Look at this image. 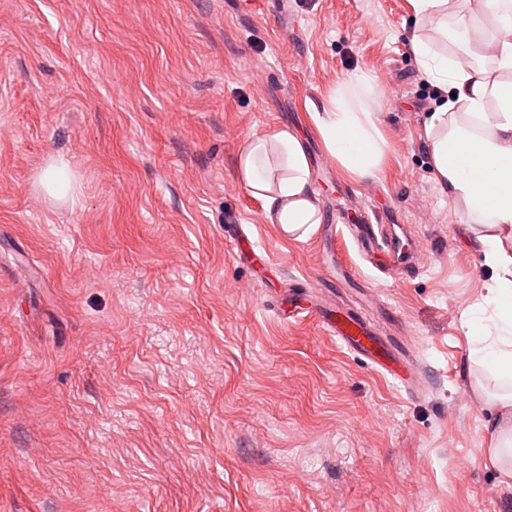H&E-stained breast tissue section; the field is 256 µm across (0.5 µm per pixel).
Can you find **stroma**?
I'll list each match as a JSON object with an SVG mask.
<instances>
[{"label":"stroma","instance_id":"stroma-1","mask_svg":"<svg viewBox=\"0 0 512 512\" xmlns=\"http://www.w3.org/2000/svg\"><path fill=\"white\" fill-rule=\"evenodd\" d=\"M418 30L408 0H0V512H512L468 360L489 277L430 167ZM356 71L373 180L316 124ZM281 127L324 223L401 225L418 267L343 236L326 287L318 234L284 239L236 175ZM60 161L63 200L39 183ZM288 293L373 324L415 382L280 316Z\"/></svg>","mask_w":512,"mask_h":512}]
</instances>
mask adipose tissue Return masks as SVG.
I'll list each match as a JSON object with an SVG mask.
<instances>
[{
    "label": "adipose tissue",
    "mask_w": 512,
    "mask_h": 512,
    "mask_svg": "<svg viewBox=\"0 0 512 512\" xmlns=\"http://www.w3.org/2000/svg\"><path fill=\"white\" fill-rule=\"evenodd\" d=\"M456 56L413 36L410 51L429 82L450 98L430 112L423 135L442 194L467 220L490 273L468 308L471 358L498 387L484 423L488 464L512 480V0H479L452 33ZM373 78L348 75L327 99L318 129L329 155L353 177H375L387 151L374 104ZM240 184L261 200L265 216L294 240L321 223L311 167L288 129L248 137L236 158Z\"/></svg>",
    "instance_id": "obj_1"
}]
</instances>
